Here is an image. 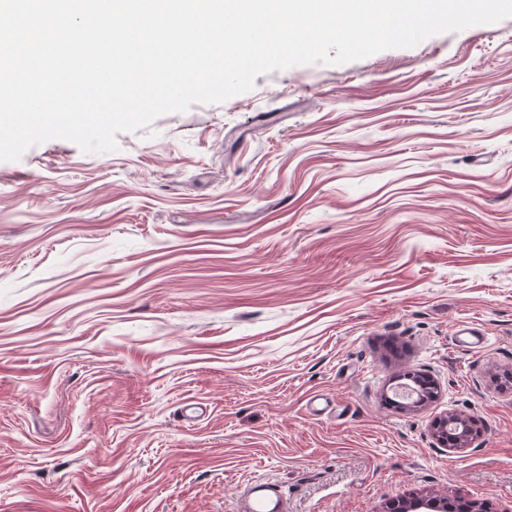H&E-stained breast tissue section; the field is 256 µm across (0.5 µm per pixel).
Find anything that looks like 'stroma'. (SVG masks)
Returning <instances> with one entry per match:
<instances>
[{
    "label": "stroma",
    "mask_w": 512,
    "mask_h": 512,
    "mask_svg": "<svg viewBox=\"0 0 512 512\" xmlns=\"http://www.w3.org/2000/svg\"><path fill=\"white\" fill-rule=\"evenodd\" d=\"M117 143L0 162V512H233L254 478L512 512V17ZM410 369L435 399L389 407ZM448 414L447 416L440 418L434 424V438L437 442V445L441 448H447L448 450H459L467 445L469 437L463 433L460 428L456 431L452 430L451 433H448V427L451 425L448 423Z\"/></svg>",
    "instance_id": "35a3bbf8"
}]
</instances>
